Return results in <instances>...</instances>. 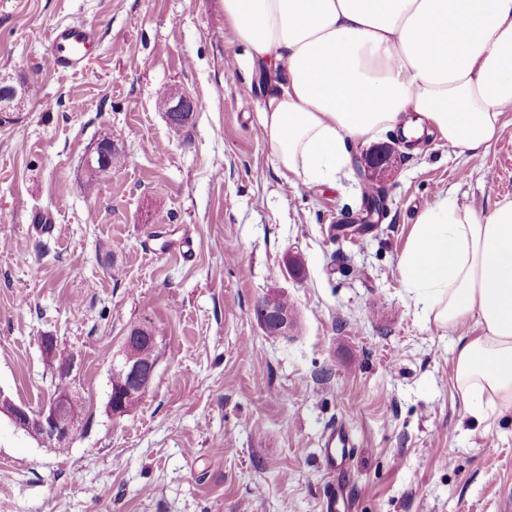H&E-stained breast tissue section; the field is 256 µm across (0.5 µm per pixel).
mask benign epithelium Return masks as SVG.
Masks as SVG:
<instances>
[{
    "instance_id": "benign-epithelium-1",
    "label": "benign epithelium",
    "mask_w": 512,
    "mask_h": 512,
    "mask_svg": "<svg viewBox=\"0 0 512 512\" xmlns=\"http://www.w3.org/2000/svg\"><path fill=\"white\" fill-rule=\"evenodd\" d=\"M27 97V84L19 86L0 80V112H8L18 106ZM170 109L173 116L191 112L195 108L193 100L185 95L168 94ZM394 147L388 144L376 146L367 156V176L377 179L393 165ZM262 311L260 325L271 336H286L292 329L293 316L279 310L274 298L260 301ZM42 347L50 358L52 367L57 375L68 380L67 388L56 393L40 410L31 412L24 405L14 403L11 398L0 390V413L5 414L15 428L27 434L42 444L56 447L65 442L82 427V421L69 415L68 406L75 397L73 386L76 380L74 372L78 370L74 354L60 352L56 341L51 336L42 339ZM121 369L128 376L127 392L135 397H143L151 386L156 365L137 364L131 359H122L120 364L111 369Z\"/></svg>"
}]
</instances>
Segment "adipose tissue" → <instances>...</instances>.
<instances>
[{"label": "adipose tissue", "instance_id": "ef3b65f1", "mask_svg": "<svg viewBox=\"0 0 512 512\" xmlns=\"http://www.w3.org/2000/svg\"><path fill=\"white\" fill-rule=\"evenodd\" d=\"M250 71L271 76L260 125L278 170L335 182L350 147L437 134L486 151L512 112V0H221ZM437 325L475 320L454 381L465 404L512 408V199L487 212L448 198L423 211L399 260Z\"/></svg>", "mask_w": 512, "mask_h": 512}]
</instances>
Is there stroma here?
Here are the masks:
<instances>
[{"mask_svg": "<svg viewBox=\"0 0 512 512\" xmlns=\"http://www.w3.org/2000/svg\"><path fill=\"white\" fill-rule=\"evenodd\" d=\"M62 24L101 36L76 73L47 62ZM1 75L35 94L0 126V388L39 410L53 337L80 360L88 423L61 452L0 418V512H323L332 492L337 512H512V412L477 421L454 386L456 346L478 327L428 321L399 271L440 197L478 212L512 198V112L479 157L385 134L383 212L347 237L370 144L335 183L279 175L219 0H0ZM163 89L196 103L180 132ZM105 130L124 161L92 193L83 160ZM186 236L188 261L174 252ZM273 289L297 313L287 337L254 314ZM140 324L159 338L156 377L113 417L110 365ZM334 425L352 451L331 477Z\"/></svg>", "mask_w": 512, "mask_h": 512, "instance_id": "35a3bbf8", "label": "stroma"}]
</instances>
